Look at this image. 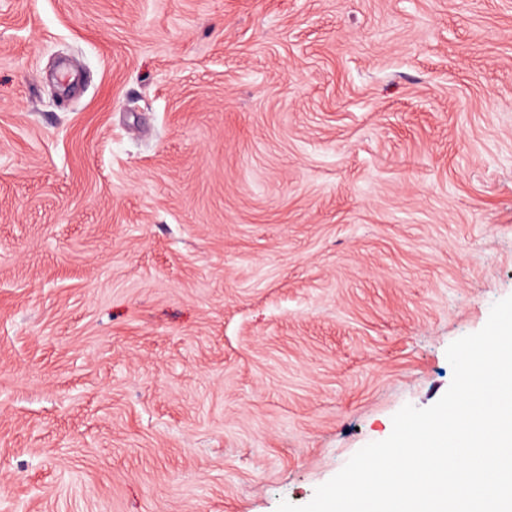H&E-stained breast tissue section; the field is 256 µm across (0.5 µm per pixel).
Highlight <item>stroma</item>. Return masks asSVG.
<instances>
[{
    "label": "stroma",
    "mask_w": 512,
    "mask_h": 512,
    "mask_svg": "<svg viewBox=\"0 0 512 512\" xmlns=\"http://www.w3.org/2000/svg\"><path fill=\"white\" fill-rule=\"evenodd\" d=\"M512 296V0H0V512L308 503Z\"/></svg>",
    "instance_id": "obj_1"
}]
</instances>
